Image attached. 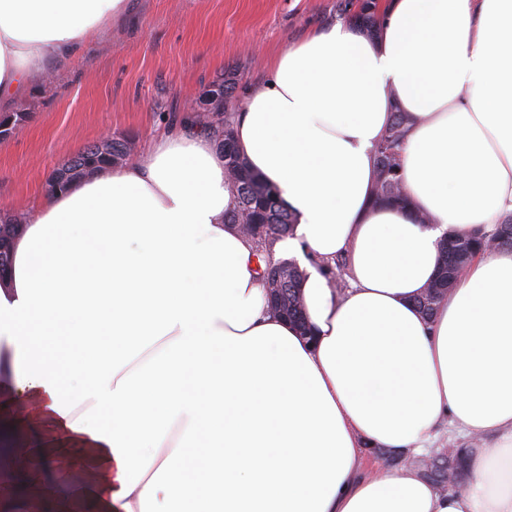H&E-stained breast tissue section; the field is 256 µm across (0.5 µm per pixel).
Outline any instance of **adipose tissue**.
<instances>
[{
	"label": "adipose tissue",
	"mask_w": 512,
	"mask_h": 512,
	"mask_svg": "<svg viewBox=\"0 0 512 512\" xmlns=\"http://www.w3.org/2000/svg\"><path fill=\"white\" fill-rule=\"evenodd\" d=\"M129 0H0V102L69 58ZM248 86L241 154L293 213L278 252L308 267L312 338L268 307L250 241L224 221V154L168 130L132 161L45 191L0 285V445L16 512L58 450L91 512H512V251L475 257L424 316L448 231L512 214V0H380ZM410 115L413 206L372 202L375 146ZM50 420L38 443L23 432ZM492 446L465 488L366 448L428 453L440 424Z\"/></svg>",
	"instance_id": "1"
}]
</instances>
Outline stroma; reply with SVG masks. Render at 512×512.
I'll use <instances>...</instances> for the list:
<instances>
[{
	"mask_svg": "<svg viewBox=\"0 0 512 512\" xmlns=\"http://www.w3.org/2000/svg\"><path fill=\"white\" fill-rule=\"evenodd\" d=\"M345 2L131 0L125 18L8 104L29 118L0 139V207L29 214L48 174L103 135L144 147L225 71L241 88L263 81L285 45L348 21Z\"/></svg>",
	"mask_w": 512,
	"mask_h": 512,
	"instance_id": "35a3bbf8",
	"label": "stroma"
}]
</instances>
